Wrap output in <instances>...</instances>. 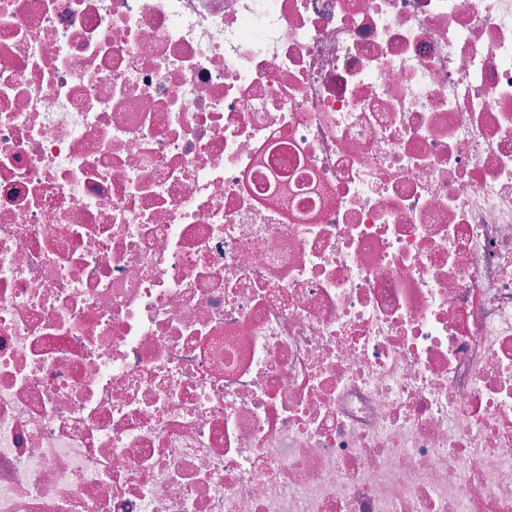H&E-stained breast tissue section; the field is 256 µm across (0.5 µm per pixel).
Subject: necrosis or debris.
<instances>
[{"mask_svg": "<svg viewBox=\"0 0 512 512\" xmlns=\"http://www.w3.org/2000/svg\"><path fill=\"white\" fill-rule=\"evenodd\" d=\"M0 512H512V0H0Z\"/></svg>", "mask_w": 512, "mask_h": 512, "instance_id": "necrosis-or-debris-1", "label": "necrosis or debris"}]
</instances>
